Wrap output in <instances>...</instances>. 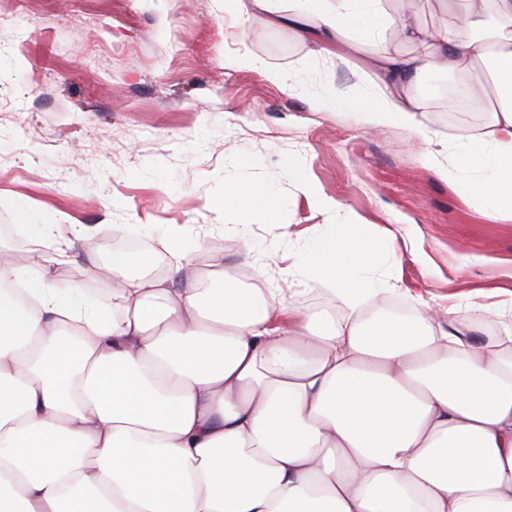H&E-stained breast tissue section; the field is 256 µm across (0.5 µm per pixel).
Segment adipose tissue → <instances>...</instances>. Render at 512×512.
<instances>
[{
	"mask_svg": "<svg viewBox=\"0 0 512 512\" xmlns=\"http://www.w3.org/2000/svg\"><path fill=\"white\" fill-rule=\"evenodd\" d=\"M224 0L226 16L294 31L339 65L375 55L314 109L361 104L365 129L399 126L427 144L421 164L480 216L512 219V0H436L455 28L382 0ZM422 54L392 50V38ZM485 82L492 119L449 144L424 124L417 87L432 77ZM298 188L330 215L279 288H246L207 257L193 272L171 233L126 227L123 248L94 265L107 295L62 284L88 224H35L48 263L0 256V512H512V324L487 339L426 308L376 310L397 293L393 237L377 234L316 185ZM224 193V228L247 242L258 201ZM175 262L151 275L159 251ZM336 297L343 315L307 312L298 285Z\"/></svg>",
	"mask_w": 512,
	"mask_h": 512,
	"instance_id": "ef3b65f1",
	"label": "adipose tissue"
}]
</instances>
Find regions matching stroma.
<instances>
[{
  "instance_id": "35a3bbf8",
  "label": "stroma",
  "mask_w": 512,
  "mask_h": 512,
  "mask_svg": "<svg viewBox=\"0 0 512 512\" xmlns=\"http://www.w3.org/2000/svg\"><path fill=\"white\" fill-rule=\"evenodd\" d=\"M1 46L0 225L11 233L0 245L18 265H33L43 246L23 229L31 216L98 225L58 273L102 294L107 283L85 269L119 246L123 225L178 224L198 272L221 249L229 272L279 287L287 255L326 221L289 175L299 164L345 210L395 236L400 262L391 274L403 291L455 323L496 326V306L476 313L447 297L512 290V221L482 218L423 168L417 136L396 126L365 132L351 103L312 111L311 93L357 75L288 29L225 18L224 0H9ZM236 53L285 72L307 58L310 80L286 93L263 67H225ZM470 100L480 116L453 118L435 101L422 120L450 140L469 137L491 119L480 85ZM239 181L269 186L282 202L274 224L255 210L245 256L220 212L225 186Z\"/></svg>"
}]
</instances>
